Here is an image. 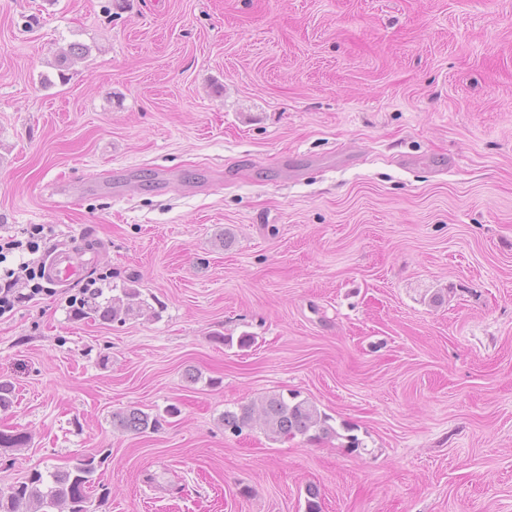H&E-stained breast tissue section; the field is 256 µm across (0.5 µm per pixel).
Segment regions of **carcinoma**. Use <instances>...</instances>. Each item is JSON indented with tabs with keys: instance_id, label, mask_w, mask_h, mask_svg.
Here are the masks:
<instances>
[{
	"instance_id": "1",
	"label": "carcinoma",
	"mask_w": 512,
	"mask_h": 512,
	"mask_svg": "<svg viewBox=\"0 0 512 512\" xmlns=\"http://www.w3.org/2000/svg\"><path fill=\"white\" fill-rule=\"evenodd\" d=\"M100 297V290L84 293L72 310L73 316L102 323H123L153 314L152 307L136 288H122L119 294L104 301ZM179 414L180 409L175 405L167 407L165 414L155 416L132 407L112 414V425L137 435L158 431L165 418H175ZM221 421L224 430L234 435L257 424L272 439L305 436L311 431L322 438L339 436L330 424V418L323 415L312 401L299 400L295 395L287 399L281 394H273L258 403L227 409ZM29 441L26 432L0 430V451H19L27 447ZM97 468L95 459L88 457H78L66 467L34 468L11 487L8 495L0 494V512H97V501L106 496L105 485L96 477Z\"/></svg>"
}]
</instances>
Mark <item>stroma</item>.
I'll return each mask as SVG.
<instances>
[{
    "label": "stroma",
    "instance_id": "stroma-1",
    "mask_svg": "<svg viewBox=\"0 0 512 512\" xmlns=\"http://www.w3.org/2000/svg\"><path fill=\"white\" fill-rule=\"evenodd\" d=\"M31 224L88 262L0 316L1 493L106 449L99 512H512V0H0ZM115 286L154 316L72 317ZM292 392L337 437L225 432ZM180 409L176 405H170L164 411V415L152 416L139 408H129L112 414V425L124 431L134 434L147 433L148 430L159 431L166 422V417L175 418L179 416ZM151 432V433H152Z\"/></svg>",
    "mask_w": 512,
    "mask_h": 512
}]
</instances>
